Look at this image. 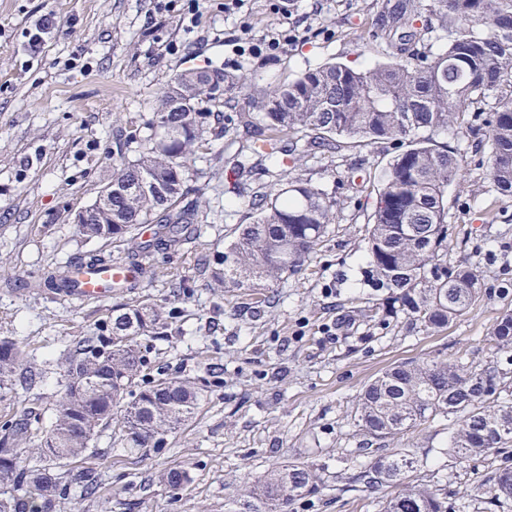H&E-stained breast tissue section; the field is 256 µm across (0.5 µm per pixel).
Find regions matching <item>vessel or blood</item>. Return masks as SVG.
I'll return each mask as SVG.
<instances>
[{
  "instance_id": "obj_1",
  "label": "vessel or blood",
  "mask_w": 512,
  "mask_h": 512,
  "mask_svg": "<svg viewBox=\"0 0 512 512\" xmlns=\"http://www.w3.org/2000/svg\"><path fill=\"white\" fill-rule=\"evenodd\" d=\"M73 276L68 288L61 295L68 300L101 301L112 294L115 284L137 287L141 281L138 269L133 264L115 260L92 268L80 262L72 263Z\"/></svg>"
}]
</instances>
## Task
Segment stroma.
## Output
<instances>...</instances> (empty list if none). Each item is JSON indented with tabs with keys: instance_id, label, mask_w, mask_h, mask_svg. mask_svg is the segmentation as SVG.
Segmentation results:
<instances>
[{
	"instance_id": "35a3bbf8",
	"label": "stroma",
	"mask_w": 512,
	"mask_h": 512,
	"mask_svg": "<svg viewBox=\"0 0 512 512\" xmlns=\"http://www.w3.org/2000/svg\"><path fill=\"white\" fill-rule=\"evenodd\" d=\"M381 3L244 0L228 15L224 0H0V336L16 341L42 373L35 386L0 398V421L31 410L51 417L66 382L64 350L96 334L121 304L174 310L169 339L148 344L153 371H201L211 382L196 418L165 447L141 456L122 448L113 428L99 432L87 463L101 488L91 497L71 491L59 512H263L243 487L291 462L318 465L325 489L283 512H380V493L342 489L348 469L369 458L353 426L360 389L403 362H499L489 336L498 317L512 312V196L492 187L485 154L452 129L432 135L466 155L448 187V257L478 264L486 292L441 331L424 332L401 314L383 322L359 314L378 297L364 283L365 237L375 187L397 144H351L331 166L285 139L275 158H255L254 177L234 184L225 182L222 161L241 149L244 134L230 125L210 137L187 182L190 199L205 203L201 234L180 252L155 253L153 273L138 287L80 304L25 286L92 252L125 259L122 243L86 239L73 218L96 200L118 158L136 157L127 136L151 118L156 92L173 76L220 65L269 89L329 61L374 67L386 52L365 47L362 37ZM48 12L58 26L32 54L28 34ZM270 31L280 34L281 50L255 55ZM285 170L335 198L336 222L300 273L263 288L268 306L260 312L249 291L212 287L209 264L238 225L252 222V198ZM363 176L373 187L361 193L351 181ZM451 428L440 419L372 446L415 450L423 459L419 482L447 478L450 512H512V504L494 502L496 455L463 462L440 455ZM176 465L191 477L179 490L158 479Z\"/></svg>"
}]
</instances>
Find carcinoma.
I'll use <instances>...</instances> for the list:
<instances>
[{"mask_svg": "<svg viewBox=\"0 0 512 512\" xmlns=\"http://www.w3.org/2000/svg\"><path fill=\"white\" fill-rule=\"evenodd\" d=\"M374 42L386 46L387 61L366 70L327 62L268 90H256L247 74L222 66L175 75L156 97L147 133L130 135L139 145L137 157L113 170L112 223L80 224L79 232L126 241L144 257L191 243L201 204L184 203L189 170L208 134L223 132L224 103L242 99L237 123L246 146L224 162V171L238 180L252 173V157L273 156L285 136L331 154L339 137L365 145L406 143L388 164L366 237V280L387 296L360 313L373 320L402 313L426 331L447 327L480 299L484 283L474 264L448 261L447 191L464 154L418 132L455 127L483 134L476 147L488 152L489 180L512 195V0H386L366 39ZM486 111L492 119L483 132L476 121ZM149 180L160 183L161 192L124 195ZM251 209L253 223L241 227L211 272L219 287L259 288L298 273L336 221V200L299 176L255 196ZM143 224L156 225L150 241L132 235ZM69 280L68 268L50 271L34 287L56 293ZM115 312L100 333L79 338L64 354L67 383L53 418L45 422L31 412L0 424V512H57L73 487L96 495L95 471H75L68 463L86 455L103 426H118L122 447L139 454L163 447L169 433L194 418L205 396L201 380L151 375L140 342L167 337L172 313L150 303ZM490 343L512 352V313L497 320ZM25 365L18 344L0 337L1 393L32 379ZM508 374L489 363H400L358 393L355 427L365 437L394 440L442 418L454 429L440 453L461 461L503 453L512 447ZM420 466L412 450L381 453L345 477V485L389 489L382 512H448L446 486L414 483ZM160 480L180 489L189 475L175 467ZM493 481L495 500L511 501L512 467L497 468ZM323 484L314 465L288 464L244 493L267 512H280Z\"/></svg>", "mask_w": 512, "mask_h": 512, "instance_id": "carcinoma-1", "label": "carcinoma"}]
</instances>
